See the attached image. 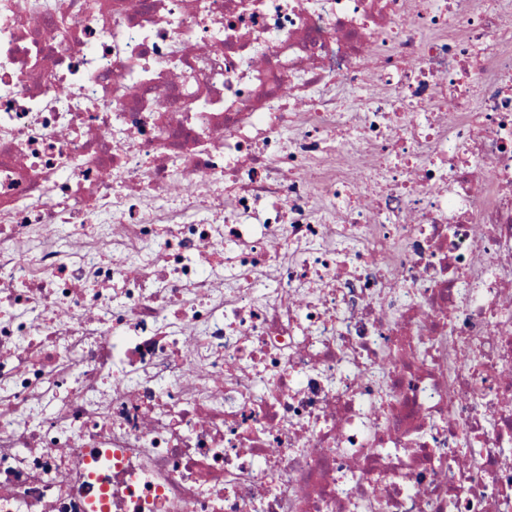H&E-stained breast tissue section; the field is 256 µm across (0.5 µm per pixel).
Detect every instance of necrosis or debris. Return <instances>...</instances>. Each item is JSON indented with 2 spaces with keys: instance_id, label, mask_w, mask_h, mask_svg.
<instances>
[{
  "instance_id": "necrosis-or-debris-1",
  "label": "necrosis or debris",
  "mask_w": 512,
  "mask_h": 512,
  "mask_svg": "<svg viewBox=\"0 0 512 512\" xmlns=\"http://www.w3.org/2000/svg\"><path fill=\"white\" fill-rule=\"evenodd\" d=\"M500 3L0 0V512H512ZM111 459V449L92 448L78 460V469L83 472L88 471L90 477L96 481V483L90 485L88 490L90 512H105L108 509L106 496L108 483L105 481L108 469L101 467L100 463Z\"/></svg>"
}]
</instances>
